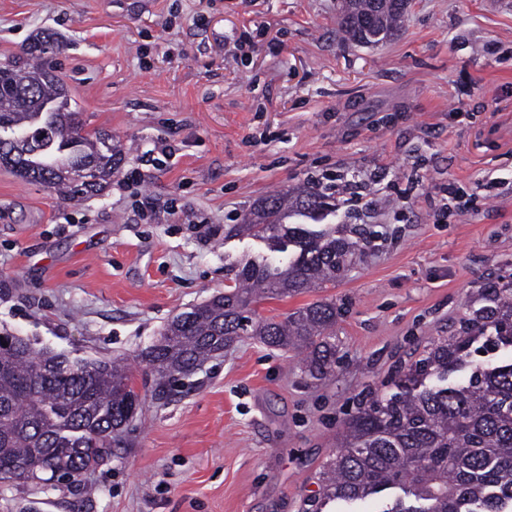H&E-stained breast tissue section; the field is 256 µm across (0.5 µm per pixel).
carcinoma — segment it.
Instances as JSON below:
<instances>
[{
    "label": "carcinoma",
    "mask_w": 512,
    "mask_h": 512,
    "mask_svg": "<svg viewBox=\"0 0 512 512\" xmlns=\"http://www.w3.org/2000/svg\"><path fill=\"white\" fill-rule=\"evenodd\" d=\"M395 0H343L340 26L350 44H377L402 27ZM61 47L41 33L0 65V165L74 200L102 192L123 161L112 136L86 129L65 83L46 56ZM53 109L40 111L43 103ZM314 186L265 198L243 224L224 229L262 239L278 262L241 261L234 285L176 316L141 354L163 382L190 374L243 336L303 352L312 378L332 371L336 304L316 301L281 320L255 305L334 283L375 238L365 227L314 231L286 224L294 212L316 217L330 208ZM512 289L491 288L464 336L430 342L425 355L345 421L337 449L319 473L313 512L334 502L352 507L389 492L378 512H512ZM502 351L494 363L471 348ZM139 394L124 361H72L37 350L23 336H0V483L46 493L72 485L112 454V439L134 415Z\"/></svg>",
    "instance_id": "cac0c4a2"
}]
</instances>
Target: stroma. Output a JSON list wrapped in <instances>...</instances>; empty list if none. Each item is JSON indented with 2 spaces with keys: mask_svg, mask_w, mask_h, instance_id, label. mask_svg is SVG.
I'll return each mask as SVG.
<instances>
[{
  "mask_svg": "<svg viewBox=\"0 0 512 512\" xmlns=\"http://www.w3.org/2000/svg\"><path fill=\"white\" fill-rule=\"evenodd\" d=\"M339 3L0 0V63L56 34L58 75L125 155L74 201L0 167V336L127 358L140 396L80 486L0 483V512H302L362 397L512 284V0H410L373 46L343 42ZM316 180L336 209L314 229L379 237L336 286L258 311L334 300L331 374L246 336L158 391L138 355L223 293L230 263L269 252L225 225Z\"/></svg>",
  "mask_w": 512,
  "mask_h": 512,
  "instance_id": "1",
  "label": "stroma"
}]
</instances>
